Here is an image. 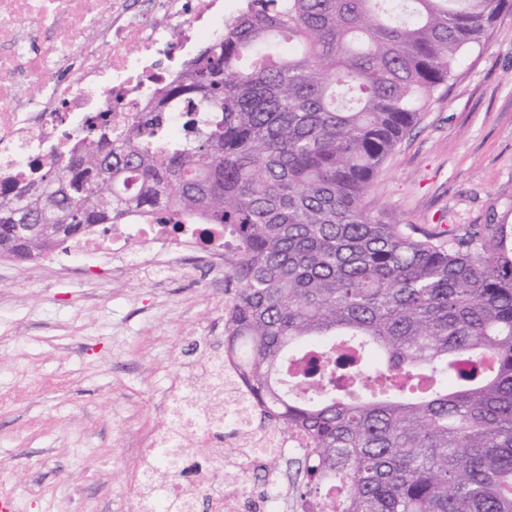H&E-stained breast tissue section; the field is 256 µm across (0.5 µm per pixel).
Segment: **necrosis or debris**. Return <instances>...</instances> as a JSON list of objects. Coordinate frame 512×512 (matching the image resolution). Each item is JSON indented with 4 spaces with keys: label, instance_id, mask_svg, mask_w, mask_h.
Instances as JSON below:
<instances>
[{
    "label": "necrosis or debris",
    "instance_id": "obj_1",
    "mask_svg": "<svg viewBox=\"0 0 512 512\" xmlns=\"http://www.w3.org/2000/svg\"><path fill=\"white\" fill-rule=\"evenodd\" d=\"M234 9L232 0H0V198L64 157L89 126L127 124L170 75L169 61L194 42L223 35ZM190 254L223 272V229L185 220L162 224L143 209L111 230L66 241L40 261L63 266L112 255L123 271L163 279ZM205 362L228 379L233 397L202 411L190 381L173 380L170 401L184 400L188 408L169 411L168 429L205 440L228 428L251 461L301 449L299 439L256 429V406L244 400V381L234 377L221 348ZM134 498L136 512H163L173 501L183 512H197L201 501L208 512H288L286 502L253 496L248 469L226 465L220 448L205 463L184 452L167 482H141Z\"/></svg>",
    "mask_w": 512,
    "mask_h": 512
}]
</instances>
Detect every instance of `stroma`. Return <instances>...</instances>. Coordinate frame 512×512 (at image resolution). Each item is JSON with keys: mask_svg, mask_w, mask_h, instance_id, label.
Listing matches in <instances>:
<instances>
[{"mask_svg": "<svg viewBox=\"0 0 512 512\" xmlns=\"http://www.w3.org/2000/svg\"><path fill=\"white\" fill-rule=\"evenodd\" d=\"M384 223L512 224V11L462 53L365 200ZM232 289L0 256V494L17 512H130L173 378L216 346Z\"/></svg>", "mask_w": 512, "mask_h": 512, "instance_id": "stroma-1", "label": "stroma"}]
</instances>
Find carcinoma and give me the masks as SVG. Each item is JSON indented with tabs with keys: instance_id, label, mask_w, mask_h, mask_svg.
I'll return each instance as SVG.
<instances>
[{
	"instance_id": "carcinoma-1",
	"label": "carcinoma",
	"mask_w": 512,
	"mask_h": 512,
	"mask_svg": "<svg viewBox=\"0 0 512 512\" xmlns=\"http://www.w3.org/2000/svg\"><path fill=\"white\" fill-rule=\"evenodd\" d=\"M512 0H244L151 111L0 200L36 258L134 207L224 226V320L298 498L338 512H512V225L436 232L365 205L461 53ZM161 112L184 115L172 139ZM17 224H36L27 238ZM420 237H415V234ZM347 351L352 369L303 368Z\"/></svg>"
}]
</instances>
